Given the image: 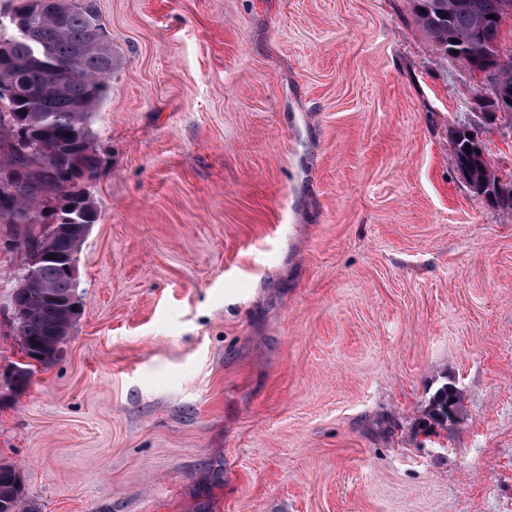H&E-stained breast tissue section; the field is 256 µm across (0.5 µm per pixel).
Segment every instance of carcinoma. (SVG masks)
Wrapping results in <instances>:
<instances>
[{
    "label": "carcinoma",
    "mask_w": 512,
    "mask_h": 512,
    "mask_svg": "<svg viewBox=\"0 0 512 512\" xmlns=\"http://www.w3.org/2000/svg\"><path fill=\"white\" fill-rule=\"evenodd\" d=\"M412 12L445 57L476 72L484 69L485 54L491 53L500 76L512 85V49L502 47V19L512 16V0H412ZM9 18L26 23L28 36L5 40L9 54L0 61V84L18 85V95L5 100L6 111L0 110V129H5L0 132V169L19 170L13 205L0 208V223L12 226L17 244L31 247L45 236L51 253L68 258L78 254L85 235L52 231L50 225L98 222L85 176L96 174L100 166L92 149L91 120L107 93L112 46L90 40L92 25L99 22L92 0L71 7L61 22L36 10L32 0H14ZM44 44L50 47L47 58L41 53ZM15 60L26 63L20 77L13 68ZM62 69L69 72L64 83L58 77ZM14 120L35 149L32 168L17 151V134L7 130ZM468 134L467 129L453 132L454 168L469 172L467 185L474 195L494 193L496 198L488 205L511 213L512 195L497 194L500 172L484 161L482 144ZM72 291L73 283L56 260L42 262L34 277L15 289L14 299L23 307L22 316L14 319L23 355L43 366L56 360L72 327L65 306ZM458 404V392L448 384L433 396L434 414L441 422L448 420V411H457ZM22 498L20 472L1 463L0 512H36L33 505L21 508Z\"/></svg>",
    "instance_id": "1"
}]
</instances>
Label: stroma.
Wrapping results in <instances>:
<instances>
[{"mask_svg": "<svg viewBox=\"0 0 512 512\" xmlns=\"http://www.w3.org/2000/svg\"><path fill=\"white\" fill-rule=\"evenodd\" d=\"M99 220L55 362L0 224V463L38 512H512V113L410 0H95ZM455 418L433 420L444 382ZM468 134L470 133L467 129H457L453 132L452 146L454 168L459 173L464 170L469 172L471 181L465 182L476 197H479L481 189H483L482 193L485 194L494 193L496 198L487 201V204L491 207L511 213L512 195L502 197L497 192V184L501 177L500 172L484 161V158L488 159V157L485 155V152L484 155H482V144L474 137L469 138ZM466 144H470L471 152L465 151ZM498 188L500 192L506 190V188L500 185Z\"/></svg>", "mask_w": 512, "mask_h": 512, "instance_id": "stroma-1", "label": "stroma"}]
</instances>
